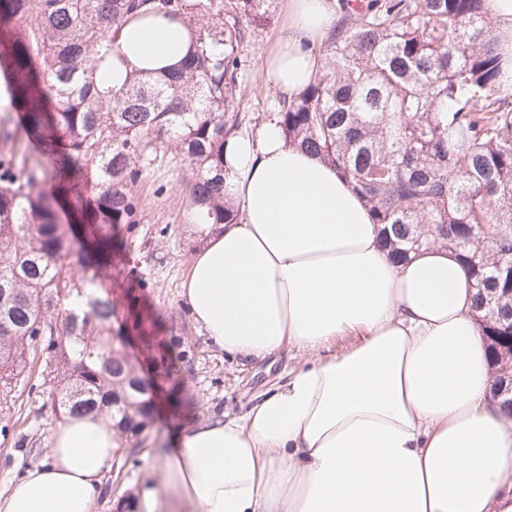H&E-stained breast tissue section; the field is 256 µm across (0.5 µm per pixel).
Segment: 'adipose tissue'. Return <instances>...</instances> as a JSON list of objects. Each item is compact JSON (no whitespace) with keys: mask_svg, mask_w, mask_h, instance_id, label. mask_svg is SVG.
Here are the masks:
<instances>
[{"mask_svg":"<svg viewBox=\"0 0 512 512\" xmlns=\"http://www.w3.org/2000/svg\"><path fill=\"white\" fill-rule=\"evenodd\" d=\"M338 8L288 0L262 63L270 89L291 97L313 80ZM192 47L182 21L133 20L102 77L117 90ZM224 163L239 220L192 225L203 242L184 305L226 354L306 360L243 415L172 431L141 490L147 512L162 490L168 512H512V416L491 397L469 267L440 246L393 261L350 185L276 121L226 143ZM117 445L103 419H64L0 512H92Z\"/></svg>","mask_w":512,"mask_h":512,"instance_id":"adipose-tissue-1","label":"adipose tissue"}]
</instances>
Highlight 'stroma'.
I'll return each mask as SVG.
<instances>
[{"instance_id": "obj_1", "label": "stroma", "mask_w": 512, "mask_h": 512, "mask_svg": "<svg viewBox=\"0 0 512 512\" xmlns=\"http://www.w3.org/2000/svg\"><path fill=\"white\" fill-rule=\"evenodd\" d=\"M286 22V10H279L275 25L241 48L246 90L240 109L263 121L269 116L272 93L264 84L261 62ZM189 174L188 165L180 158L158 151L137 187L135 223L118 230L120 262L135 288L136 309L157 317L154 333L167 340L177 359L182 378L178 396L184 404L179 408L158 404L152 424L122 472L105 476L94 512H116L125 495L139 496L152 479L149 460L164 447L172 427L193 418L203 421L241 415L258 394L302 362L299 354L285 351L270 368L260 361L242 363L210 344L183 305L181 284L198 246L189 225L180 220L185 205L182 188ZM52 376V365L47 364L43 352H36L26 381L18 383L12 402L0 412V491L27 467L46 458L48 436L59 419L50 395Z\"/></svg>"}]
</instances>
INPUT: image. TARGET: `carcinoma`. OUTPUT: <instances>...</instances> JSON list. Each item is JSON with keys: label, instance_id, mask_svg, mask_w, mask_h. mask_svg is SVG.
Returning a JSON list of instances; mask_svg holds the SVG:
<instances>
[{"label": "carcinoma", "instance_id": "1", "mask_svg": "<svg viewBox=\"0 0 512 512\" xmlns=\"http://www.w3.org/2000/svg\"><path fill=\"white\" fill-rule=\"evenodd\" d=\"M278 0H0V404L38 346L54 364L59 415L111 422L119 445L151 422L141 376L181 379L130 285L108 227L136 223L145 161L182 157L185 224H231L224 143L242 132L240 47L273 24ZM187 22L176 71L132 74L120 91L94 75L112 28L150 12ZM322 68L274 104L285 140L332 164L360 195L383 245L404 261L441 244L469 266L483 335L512 320L483 306L512 288V60L484 0H342ZM72 255L78 265L68 262ZM139 337L132 355L116 343Z\"/></svg>", "mask_w": 512, "mask_h": 512}]
</instances>
